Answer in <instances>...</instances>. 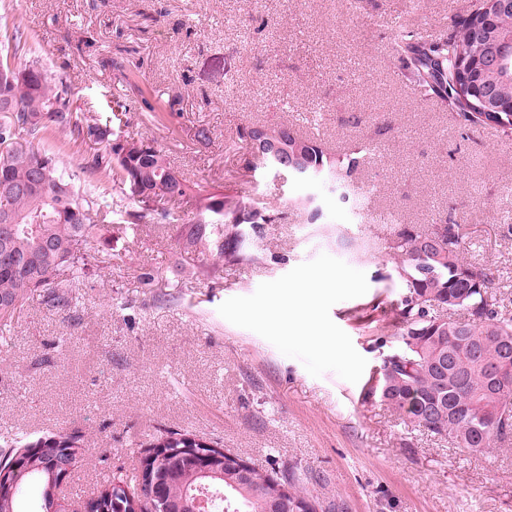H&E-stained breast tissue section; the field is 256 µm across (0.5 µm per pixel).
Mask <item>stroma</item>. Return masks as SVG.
<instances>
[{"label":"stroma","instance_id":"1","mask_svg":"<svg viewBox=\"0 0 512 512\" xmlns=\"http://www.w3.org/2000/svg\"><path fill=\"white\" fill-rule=\"evenodd\" d=\"M404 2L0 0V38L17 25L28 35L19 60L39 57L71 81L81 113L108 111L121 95L122 134L152 139L200 189L256 190L276 205L306 194L287 176L241 170L237 131L250 123L291 126L333 154L357 140L375 149L349 201L318 185V222L293 210L267 225L264 262L225 265L219 286L148 218L116 241L101 227L112 266L74 283L69 307L23 301L0 352V433L78 436V461L56 495L64 512H77L113 472L138 480L161 430L295 478L317 512H512V443L481 454L455 447L365 401L361 384L311 376L218 312L328 254L366 274L367 293L330 316L373 372L382 351L350 316L396 298L389 243L399 227H427L436 214L470 225L463 256L491 270L512 309V134L460 129L437 99L413 95L392 49V22L406 17L411 31L441 35L480 0H414L408 17ZM201 127L212 133L205 145ZM179 266L187 274L169 287Z\"/></svg>","mask_w":512,"mask_h":512}]
</instances>
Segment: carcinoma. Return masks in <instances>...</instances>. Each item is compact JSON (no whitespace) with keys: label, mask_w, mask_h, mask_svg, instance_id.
I'll return each mask as SVG.
<instances>
[{"label":"carcinoma","mask_w":512,"mask_h":512,"mask_svg":"<svg viewBox=\"0 0 512 512\" xmlns=\"http://www.w3.org/2000/svg\"><path fill=\"white\" fill-rule=\"evenodd\" d=\"M471 26L466 17L447 37L434 41L404 32L398 47L414 85L439 98L463 130L483 119L474 115L479 89L472 76L459 77L460 62L490 70L488 86L500 91L502 111L489 120L503 132H512V66L490 69L471 42ZM26 68L35 71L33 81L0 87V96L23 106L11 116L0 114V145L11 146L0 152V187L14 188L7 198L11 223H0L1 332L9 328L24 300L43 292L51 305L66 308L69 283L86 276L94 265L104 269L107 258L96 235L101 224H117L125 233L143 218L156 216L175 234L181 250L205 260L204 275L213 285L223 279V264L263 260L256 242L265 225L287 220L288 210L256 193L228 197L195 189L173 171L151 140L115 132L110 117L80 116L71 82L52 78L36 60ZM56 132L96 146L82 159L80 171L89 179L112 181L133 199L136 209H116L91 192L76 190L74 174L43 146ZM268 134L280 137L276 154L254 147V141ZM238 138L248 147L243 160L247 170L286 171L298 182L331 181L346 196L351 191L346 178L369 154L366 144L357 143L331 156L317 141L285 125H245ZM296 150L303 162L287 165ZM38 166L46 170L47 181L33 190L31 177ZM135 185L149 189L153 205L135 198ZM189 198L195 209L190 221L182 210ZM294 205L309 211L313 223L321 216L313 195L295 199ZM470 234V225L446 219L426 230L406 225L395 233L391 276L401 292L394 300L370 306L377 347L388 346L390 351L368 379L365 394L371 395L374 379L390 380L386 393L376 392V401L458 448L481 453L495 440L512 439V385L497 386L488 373L505 359L512 366V309L498 302L488 269L463 260ZM283 487L294 498L310 500L292 478L255 470L243 481L226 470L224 497L214 500L213 512H278L276 494Z\"/></svg>","instance_id":"cac0c4a2"}]
</instances>
